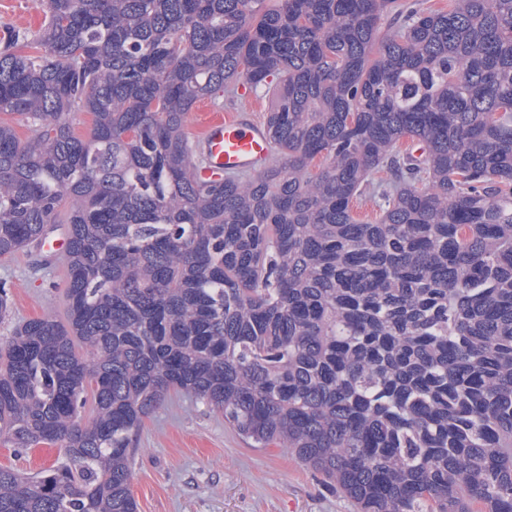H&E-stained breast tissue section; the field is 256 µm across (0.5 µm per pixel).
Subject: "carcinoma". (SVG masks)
Returning <instances> with one entry per match:
<instances>
[{
    "instance_id": "carcinoma-1",
    "label": "carcinoma",
    "mask_w": 512,
    "mask_h": 512,
    "mask_svg": "<svg viewBox=\"0 0 512 512\" xmlns=\"http://www.w3.org/2000/svg\"><path fill=\"white\" fill-rule=\"evenodd\" d=\"M266 2L44 0L0 40V257L69 240L66 322L0 346V441L66 461L0 466V512H138L172 391L358 512H512V0ZM241 85L282 162L203 177L187 114Z\"/></svg>"
}]
</instances>
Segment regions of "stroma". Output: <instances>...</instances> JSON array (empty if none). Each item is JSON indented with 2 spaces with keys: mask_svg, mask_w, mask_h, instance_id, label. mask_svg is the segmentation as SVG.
I'll return each mask as SVG.
<instances>
[{
  "mask_svg": "<svg viewBox=\"0 0 512 512\" xmlns=\"http://www.w3.org/2000/svg\"><path fill=\"white\" fill-rule=\"evenodd\" d=\"M43 0H0V33L38 31ZM33 247L0 259L11 313L0 320V343L25 320L64 317L63 270ZM57 448L25 451L0 445V465L27 476L55 468ZM130 491L138 512H357L288 449L255 448L203 400L173 392L145 419L132 463Z\"/></svg>",
  "mask_w": 512,
  "mask_h": 512,
  "instance_id": "1",
  "label": "stroma"
}]
</instances>
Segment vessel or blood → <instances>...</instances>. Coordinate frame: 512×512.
Wrapping results in <instances>:
<instances>
[{
  "label": "vessel or blood",
  "mask_w": 512,
  "mask_h": 512,
  "mask_svg": "<svg viewBox=\"0 0 512 512\" xmlns=\"http://www.w3.org/2000/svg\"><path fill=\"white\" fill-rule=\"evenodd\" d=\"M201 175L215 171L258 174L271 162L272 144L252 113L232 109L206 114L193 139Z\"/></svg>",
  "instance_id": "1"
}]
</instances>
